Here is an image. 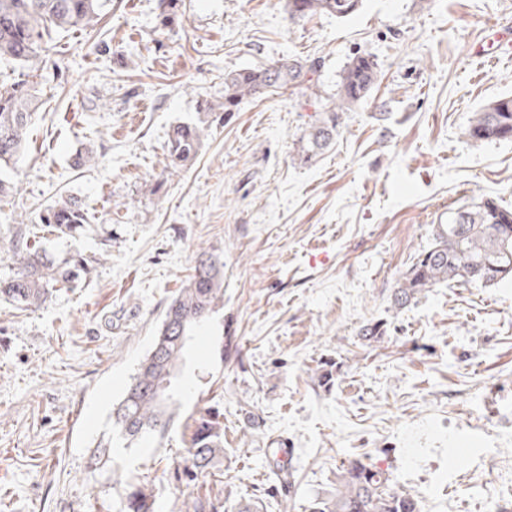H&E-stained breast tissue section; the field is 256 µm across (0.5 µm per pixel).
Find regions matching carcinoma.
<instances>
[{
  "instance_id": "carcinoma-1",
  "label": "carcinoma",
  "mask_w": 512,
  "mask_h": 512,
  "mask_svg": "<svg viewBox=\"0 0 512 512\" xmlns=\"http://www.w3.org/2000/svg\"><path fill=\"white\" fill-rule=\"evenodd\" d=\"M107 0H0V59L32 72L44 67L52 35L88 30L101 19ZM182 0H159L161 26L179 19ZM361 0H288L294 18L328 14L346 18L357 12ZM315 64L280 59L261 69H241L224 76L221 99L205 101L204 111L238 110L243 99L259 97L270 89L299 87L310 81ZM378 80L370 56L353 58L345 67L337 97L323 105L309 124L297 148V160L307 163L327 149L336 137L340 112L366 99ZM35 90L25 81L0 86V173L16 165L26 150V131L36 115ZM204 128L198 123L173 127L165 146V172L173 175L195 160ZM469 141L512 140V98L483 105L463 129ZM88 221L83 203L70 196L48 206L41 222L52 231L75 238ZM13 272L0 277V298L19 307H40L59 288L87 279L91 269L79 253L58 260L28 242L16 245ZM484 287L512 281V208L493 199L450 212L448 223L436 226L434 242L421 252L395 292V304L404 306L414 295L442 281ZM224 307V264L214 255L200 257L195 273L168 304L153 348L132 377L125 395L112 412V425L133 442L164 438L175 426L182 429L186 453L168 471L172 483L198 485L224 456V420L211 407L181 415L179 377L187 361L192 336ZM270 490L292 487L293 473L285 467L272 471ZM185 512H226L218 495L189 494ZM153 486L139 483L120 502L119 512H155ZM310 512H420L417 499L391 487L390 474L363 456L347 460L337 474L336 492L313 499Z\"/></svg>"
}]
</instances>
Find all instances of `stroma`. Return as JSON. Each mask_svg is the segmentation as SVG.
Returning <instances> with one entry per match:
<instances>
[{"label":"stroma","instance_id":"35a3bbf8","mask_svg":"<svg viewBox=\"0 0 512 512\" xmlns=\"http://www.w3.org/2000/svg\"><path fill=\"white\" fill-rule=\"evenodd\" d=\"M181 12L161 31L158 0H112L94 30L54 35L42 71L0 61V82L29 79L41 99L0 201V277L23 223L54 257L94 260L89 282L41 308L0 299V512H117L146 481L157 512H185L188 489L166 479L185 455L179 429L91 460L205 252L224 262V308L195 333L207 377L185 373L181 403L224 416V457L205 481L228 512L264 496L279 448L295 484L287 509L266 512H308L364 454L421 512H512V283L443 282L394 303L450 209L512 207V141L462 135L481 105L512 96V54H472L492 26L512 27V0H363L345 19H297L286 0H182ZM358 55L375 57V88L299 163L312 115ZM282 58L316 64L309 88L202 112L225 73ZM199 121L195 162L150 194L170 130ZM85 147L95 159L75 167ZM68 195L88 206L76 240L39 225ZM369 323L382 339H362Z\"/></svg>","mask_w":512,"mask_h":512}]
</instances>
